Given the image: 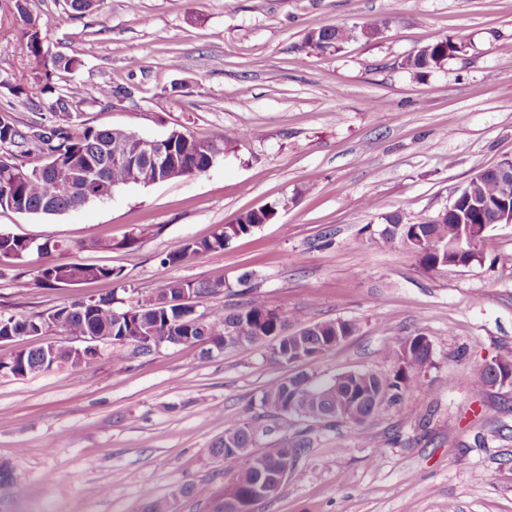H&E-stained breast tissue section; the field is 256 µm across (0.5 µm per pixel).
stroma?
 Segmentation results:
<instances>
[{
  "mask_svg": "<svg viewBox=\"0 0 512 512\" xmlns=\"http://www.w3.org/2000/svg\"><path fill=\"white\" fill-rule=\"evenodd\" d=\"M51 51L77 57L66 75L86 91L79 110L98 127L161 139L177 130L225 135L206 172L56 215L0 209V232L69 245L64 261L107 266L117 279L76 288L29 283L27 266L0 268V313L27 316L86 296L131 302L170 279H224L199 312L255 296L309 320L359 329L314 365L389 376L390 350L409 336L431 343V364L366 425L371 447L346 424L286 417L312 444L283 491L255 512H512V386L474 396V370L512 352V224L491 226L493 251L464 267L424 270L401 244H375L386 215L432 219L478 172L512 158V0H31ZM388 18L373 38L334 53L305 48L326 25ZM464 47L424 75L403 60L439 39ZM26 50L0 0V73L22 75ZM131 89L95 100L99 86ZM277 214L188 266L159 260L210 237L241 213ZM136 236L134 245L124 240ZM331 246H324V236ZM109 239V251L86 250ZM113 347L81 367L27 377L0 373V462L25 496L0 490V512H141L185 484L221 489L230 463L212 442L259 410L289 374L262 346L202 354L162 344L117 362ZM418 410L408 417L406 407Z\"/></svg>",
  "mask_w": 512,
  "mask_h": 512,
  "instance_id": "35a3bbf8",
  "label": "stroma"
}]
</instances>
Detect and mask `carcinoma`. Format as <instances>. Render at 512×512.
<instances>
[{"mask_svg":"<svg viewBox=\"0 0 512 512\" xmlns=\"http://www.w3.org/2000/svg\"><path fill=\"white\" fill-rule=\"evenodd\" d=\"M29 0H8V9L15 23L22 25L28 60L27 74L18 79L0 75V86L5 85L17 97L30 102L49 100L54 121L45 124L33 121L20 124L9 111L0 112V147L9 146V154L0 156V209L19 213L53 215L81 207L87 202L112 195V187L128 183L148 185L156 180H172L198 175L224 155L228 140L224 135L196 138L189 133L172 131L168 135L173 163L158 169L140 150V136L128 129L96 127L82 119L78 106L85 99V90L78 84L62 89L57 78L71 73L80 65L74 56H48L44 44L36 38L38 20L28 8ZM387 21L381 18L365 23L361 28L327 25L309 32L304 45L319 49L325 41L335 49L362 35L372 38L381 34ZM462 42L450 36L421 47L408 56L402 65L417 73H426L441 67L445 61L460 52ZM124 153L128 162L118 164L114 151ZM37 153L44 164L27 169L20 159ZM475 190L493 201L512 194V177L495 166L485 170L475 184ZM277 208L267 206L241 213L229 224L216 228L210 238L187 243L169 251L161 265H189L205 253L222 250L232 239L251 232L259 224L274 218ZM386 225L379 243L399 242L419 260L427 271L441 266L478 260L494 249L492 238L481 239L474 252L458 256L439 252L444 244H453L460 224L451 219L442 223L423 221L405 223L398 214L385 217ZM68 246L49 238L38 243L31 239L0 233V264L21 265L32 254L47 258L32 269L31 284L37 288H69L87 282L112 278L110 267L64 262L51 258L62 254ZM226 288L221 280L189 281L172 279L157 293L156 302L139 298L127 309L114 311L113 298L89 297L77 303L63 304L49 312L28 316L0 315V336H22L26 327L39 335L38 327L46 324L70 336L90 332L111 337L112 344L131 345L137 355H149L158 344H149L154 336H180L183 344H205L222 351L227 347L264 343L271 358L278 364L292 366L302 363L307 369L284 376L269 383L259 399L260 412L247 421L224 430V435L209 448L212 458L236 464L224 491L216 492L207 484L183 485L173 496L204 500L213 503L217 497H230L236 502L237 512H254L258 503L256 489L272 486L275 474L286 449L298 459L310 447L308 432L294 438L282 436L277 443L260 447L263 438L278 429V420L294 416L298 420L350 425L357 438L373 440L364 425L386 403L401 400L402 392L413 377L431 363V344L424 336H408L391 351L388 358L394 364L393 376L373 372H343L325 386L315 380L310 371L322 355L336 348V333L343 338L352 336L358 324L352 320L337 319L311 322L302 311L288 315L264 301L251 297L233 308L216 307L201 323L190 315L196 300L219 295ZM51 345L17 351L7 361L0 360V371L30 374L42 371L44 350ZM468 382L472 390L481 393L493 387L485 368L474 371ZM0 485L12 488L15 496L24 494V487L14 479L13 467L0 463Z\"/></svg>","mask_w":512,"mask_h":512,"instance_id":"obj_1","label":"carcinoma"}]
</instances>
